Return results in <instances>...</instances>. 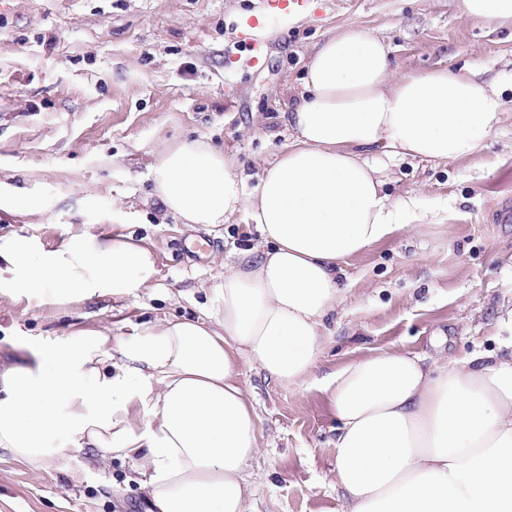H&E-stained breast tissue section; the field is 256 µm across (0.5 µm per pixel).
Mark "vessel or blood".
I'll return each mask as SVG.
<instances>
[{"instance_id": "b4317fda", "label": "vessel or blood", "mask_w": 512, "mask_h": 512, "mask_svg": "<svg viewBox=\"0 0 512 512\" xmlns=\"http://www.w3.org/2000/svg\"><path fill=\"white\" fill-rule=\"evenodd\" d=\"M320 6V0H256L251 13L239 24V42L245 52L246 66L255 67L262 63L267 43L260 34L273 22L317 14Z\"/></svg>"}]
</instances>
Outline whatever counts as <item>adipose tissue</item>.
Returning <instances> with one entry per match:
<instances>
[{"label": "adipose tissue", "instance_id": "1", "mask_svg": "<svg viewBox=\"0 0 512 512\" xmlns=\"http://www.w3.org/2000/svg\"><path fill=\"white\" fill-rule=\"evenodd\" d=\"M506 117L472 71L396 74L386 44L351 26L308 58L285 115L294 138L248 192L238 159L201 140L159 150L154 193L187 228L238 213L260 238L225 264L207 319L165 318L116 341L82 328L30 342L0 369V448L32 468L81 449L133 459L157 512H249L259 417L243 367L296 383L343 301V262L415 219L383 191L390 159L474 153ZM158 275L149 247L93 224L50 244L0 236V295L126 300ZM336 422L345 512H512V358L381 350L319 383Z\"/></svg>", "mask_w": 512, "mask_h": 512}]
</instances>
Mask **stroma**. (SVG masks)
Here are the masks:
<instances>
[{
    "label": "stroma",
    "mask_w": 512,
    "mask_h": 512,
    "mask_svg": "<svg viewBox=\"0 0 512 512\" xmlns=\"http://www.w3.org/2000/svg\"><path fill=\"white\" fill-rule=\"evenodd\" d=\"M253 0H0V182L39 209L0 210V235L58 241L67 225L144 238L158 278L140 299L59 306L0 296V366L32 363L35 336L101 327L127 336L166 316L203 317L226 256L257 233L243 216L188 229L148 179L152 153L201 138L246 172L291 141L284 113L307 58L349 25L381 38L399 74L469 67L499 79L512 113V27L464 17L460 0H341L335 13L277 23L261 69L238 61ZM384 190L414 196L424 221L348 259L347 293L324 332L310 381L288 385L244 368L262 455L250 512H344L333 419L317 380L380 350L512 353V122L472 155L391 161ZM135 461L98 463L84 448L42 468L0 448V512H150Z\"/></svg>",
    "instance_id": "35a3bbf8"
}]
</instances>
